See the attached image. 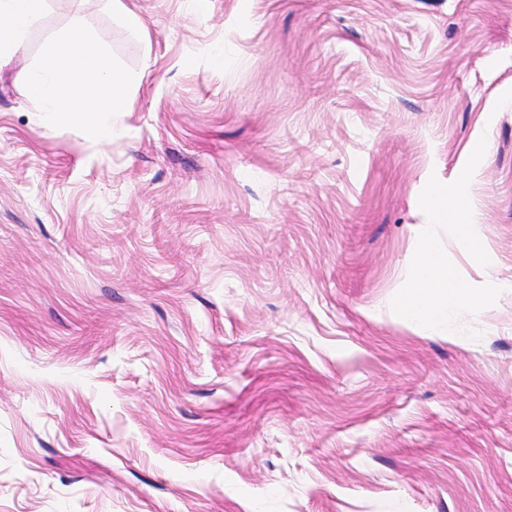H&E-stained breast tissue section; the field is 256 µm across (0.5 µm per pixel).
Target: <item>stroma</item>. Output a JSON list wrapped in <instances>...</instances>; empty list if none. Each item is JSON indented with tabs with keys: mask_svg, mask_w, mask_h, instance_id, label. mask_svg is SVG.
<instances>
[{
	"mask_svg": "<svg viewBox=\"0 0 512 512\" xmlns=\"http://www.w3.org/2000/svg\"><path fill=\"white\" fill-rule=\"evenodd\" d=\"M128 3L0 71V512H512V0ZM75 22L108 143L25 91ZM428 237L483 296L440 335ZM104 8L112 13V17L128 33L139 36L145 29L140 13L130 7L125 0H103ZM439 214L449 216L452 226L458 233L463 246L469 250H478L481 247L479 235L476 231L475 221L469 207L463 202H455L448 208V202L437 206ZM480 294L464 288L435 246L427 241L420 257L418 272L399 301L403 315L423 331L433 332L448 320L458 305L479 301Z\"/></svg>",
	"mask_w": 512,
	"mask_h": 512,
	"instance_id": "1",
	"label": "stroma"
}]
</instances>
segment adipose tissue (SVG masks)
<instances>
[{
	"mask_svg": "<svg viewBox=\"0 0 512 512\" xmlns=\"http://www.w3.org/2000/svg\"><path fill=\"white\" fill-rule=\"evenodd\" d=\"M47 7L48 0H0V66L11 63L23 49ZM128 84L118 68L106 63L101 38L78 24L52 37L27 75V93L41 104L47 119L64 117L100 142L116 134L113 114L130 109ZM479 299V293L463 287L429 242L399 307L407 319L432 332L455 307Z\"/></svg>",
	"mask_w": 512,
	"mask_h": 512,
	"instance_id": "obj_1",
	"label": "adipose tissue"
}]
</instances>
